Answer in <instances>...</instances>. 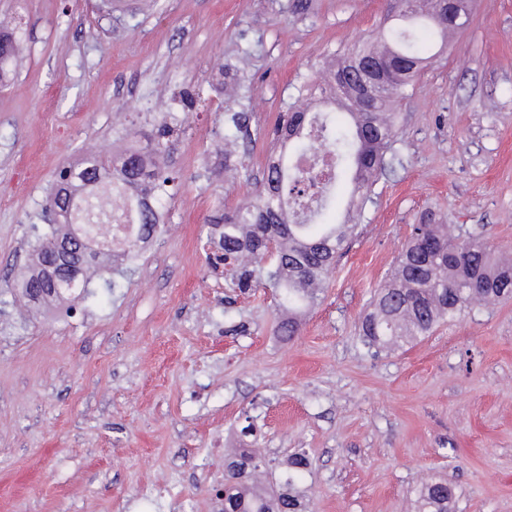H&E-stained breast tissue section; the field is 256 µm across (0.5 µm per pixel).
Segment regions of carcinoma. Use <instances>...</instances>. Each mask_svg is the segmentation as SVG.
<instances>
[{
	"label": "carcinoma",
	"mask_w": 512,
	"mask_h": 512,
	"mask_svg": "<svg viewBox=\"0 0 512 512\" xmlns=\"http://www.w3.org/2000/svg\"><path fill=\"white\" fill-rule=\"evenodd\" d=\"M415 8L402 12L406 21L377 33L369 41L349 50L327 68L320 87L318 106L343 115L341 123L329 112L291 110L282 114L272 139L263 188L255 201L245 207L220 208L207 219L211 240L222 257L240 261L236 281L239 288H275L281 291L288 319L278 331L293 337L299 330L298 314L320 298L324 279L356 230L353 209L364 198L383 171V163L396 133L393 104L403 97L414 80L412 66L422 69L434 42L447 43L457 27L440 20V0H413ZM19 52V38L7 28L0 29V83L9 76ZM238 88L233 104L241 107L248 86L238 71L222 72V79L210 85L215 92ZM172 112L158 117L136 116L125 136L149 135V152L131 150L123 154L100 153L87 157L81 170H62L52 192L58 210L50 232L36 237L31 263L20 288L42 293L41 300L63 301L70 292H52L49 266L58 258V242L72 230V216L78 226L98 238L112 232L116 202L106 191L91 188L72 210L63 207L64 190L78 185L84 174L112 180L115 189L130 202L129 223L138 225L137 243L126 242L120 253L94 252L78 268L79 280L89 285L94 273L105 267L119 268L163 221L160 201L169 195L177 177L167 159L173 133ZM330 155L336 167L349 172V201L336 224L318 219L333 202L336 182L316 192L298 188L304 178L288 157L303 158L311 153ZM512 298V260L494 255L486 241L465 231H450L446 224H417L403 248L394 272L377 292L372 311L360 326L371 343L394 350L421 337L436 326L474 304ZM263 460L249 448L224 458V512H301V503L288 487L279 489L258 476ZM453 488L443 480H423L415 489L413 512H448Z\"/></svg>",
	"instance_id": "1"
}]
</instances>
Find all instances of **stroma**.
I'll list each match as a JSON object with an SVG mask.
<instances>
[{
  "instance_id": "obj_1",
  "label": "stroma",
  "mask_w": 512,
  "mask_h": 512,
  "mask_svg": "<svg viewBox=\"0 0 512 512\" xmlns=\"http://www.w3.org/2000/svg\"><path fill=\"white\" fill-rule=\"evenodd\" d=\"M287 4L0 0L26 45L0 85V512H215L228 448L258 451L268 483L306 454L308 512H410L423 478L452 484L451 512H512V299L393 351L358 331L424 213L512 252V0H474L406 89L359 233L292 338L278 291L234 292L207 263L205 221L254 199L279 113L398 12ZM227 64L250 87L242 166L224 168L210 97L177 130L155 243L85 298L27 305L14 286L59 170L127 145L126 113L185 112Z\"/></svg>"
}]
</instances>
